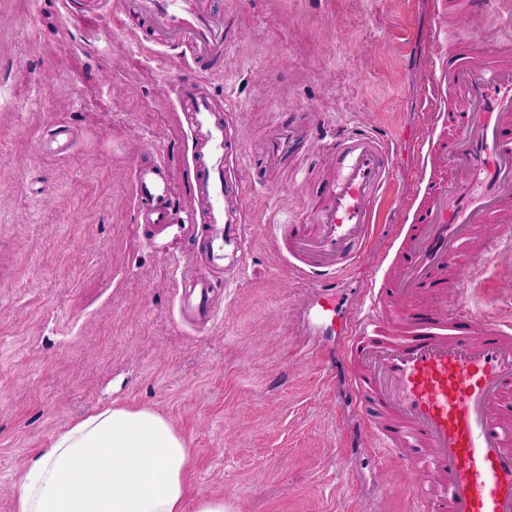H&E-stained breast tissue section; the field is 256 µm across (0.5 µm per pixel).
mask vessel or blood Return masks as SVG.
Returning <instances> with one entry per match:
<instances>
[{"label":"vessel or blood","mask_w":512,"mask_h":512,"mask_svg":"<svg viewBox=\"0 0 512 512\" xmlns=\"http://www.w3.org/2000/svg\"><path fill=\"white\" fill-rule=\"evenodd\" d=\"M143 21L152 44L187 48L193 72L178 74L179 100L196 143L192 192L198 211L170 206L176 186L153 158L134 170L137 210L161 228L201 223L204 267L182 283L189 309L212 318V294L225 262L245 264L249 247L244 187L304 148L332 167L318 203L274 225L289 267L330 294L377 237L389 244L386 268L352 313L345 360L351 397L362 405L361 433L391 451L413 479L419 512H512V322L469 306L468 267L449 276L479 230L512 227V39L492 46L440 43L448 13L495 17V0H435L434 55L427 92L431 134L420 149L425 175L408 206V224L377 225L394 148L368 126L340 128L316 114L271 123L248 154L202 77L238 40L215 0H121ZM244 155L247 182L229 180L225 161Z\"/></svg>","instance_id":"b4317fda"}]
</instances>
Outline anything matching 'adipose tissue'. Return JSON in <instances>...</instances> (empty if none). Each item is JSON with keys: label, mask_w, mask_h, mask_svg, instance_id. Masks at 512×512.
I'll return each mask as SVG.
<instances>
[{"label": "adipose tissue", "mask_w": 512, "mask_h": 512, "mask_svg": "<svg viewBox=\"0 0 512 512\" xmlns=\"http://www.w3.org/2000/svg\"><path fill=\"white\" fill-rule=\"evenodd\" d=\"M191 450L152 409L106 406L36 449L15 483V512H227L191 497Z\"/></svg>", "instance_id": "adipose-tissue-1"}]
</instances>
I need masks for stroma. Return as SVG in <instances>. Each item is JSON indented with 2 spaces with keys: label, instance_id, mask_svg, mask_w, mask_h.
Here are the masks:
<instances>
[{
  "label": "stroma",
  "instance_id": "stroma-1",
  "mask_svg": "<svg viewBox=\"0 0 512 512\" xmlns=\"http://www.w3.org/2000/svg\"><path fill=\"white\" fill-rule=\"evenodd\" d=\"M496 20L452 14L459 37L512 36V0ZM240 40L209 77L242 150L303 108L335 125L390 134L394 190L379 220L403 219L420 175L430 107L422 80L433 0H223ZM115 0L68 13L65 0H0V512L34 449L106 405L147 407L191 450L193 495L229 512H418L411 479L362 444L341 458L356 415L344 379L340 319L386 248L376 239L343 288L326 295L288 268L269 226L317 199L319 165L288 186L281 171L247 190L251 259L214 296V318L179 304L197 239L137 223L133 168L161 160L176 208L195 209L194 151L172 72L184 53L135 41ZM67 127L74 149L59 153ZM479 312L512 316V248L481 262Z\"/></svg>",
  "mask_w": 512,
  "mask_h": 512
}]
</instances>
